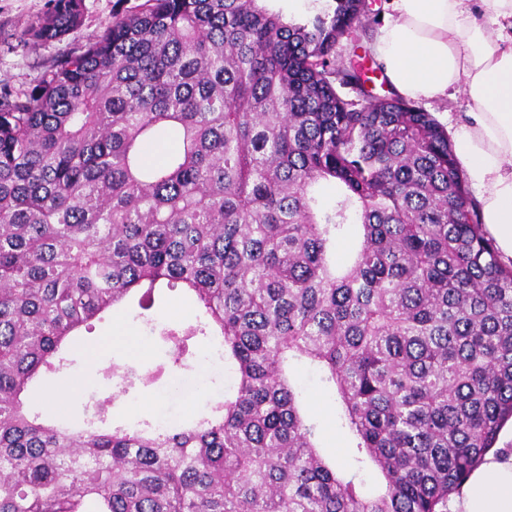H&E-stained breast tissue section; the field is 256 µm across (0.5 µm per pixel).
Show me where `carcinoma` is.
I'll return each instance as SVG.
<instances>
[{
  "label": "carcinoma",
  "mask_w": 512,
  "mask_h": 512,
  "mask_svg": "<svg viewBox=\"0 0 512 512\" xmlns=\"http://www.w3.org/2000/svg\"><path fill=\"white\" fill-rule=\"evenodd\" d=\"M369 12L143 0L0 100V512H448L496 447L512 264L431 113L374 93L356 54L336 66ZM83 15L55 0L24 37L75 36ZM158 288L189 293L196 321H153ZM131 300L177 363L220 337L224 398L165 428L44 410L33 381ZM293 358L323 372L377 494L321 454ZM131 371L106 368L121 393Z\"/></svg>",
  "instance_id": "cac0c4a2"
}]
</instances>
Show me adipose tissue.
<instances>
[{
  "label": "adipose tissue",
  "mask_w": 512,
  "mask_h": 512,
  "mask_svg": "<svg viewBox=\"0 0 512 512\" xmlns=\"http://www.w3.org/2000/svg\"><path fill=\"white\" fill-rule=\"evenodd\" d=\"M374 53L396 93L432 100L461 87L469 110L453 153L503 261L512 260V0H388ZM494 24L496 35L486 26ZM453 512H512V452H489Z\"/></svg>",
  "instance_id": "ef3b65f1"
}]
</instances>
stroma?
<instances>
[{
    "label": "stroma",
    "mask_w": 512,
    "mask_h": 512,
    "mask_svg": "<svg viewBox=\"0 0 512 512\" xmlns=\"http://www.w3.org/2000/svg\"><path fill=\"white\" fill-rule=\"evenodd\" d=\"M140 0H84V18L78 37L33 43L23 42L22 32L38 22L52 8L51 0H0V93L20 92L35 85L38 77L57 59L73 52L79 38L94 34L102 24L111 20L118 9L139 4ZM370 14L354 36L341 40L336 46V61L344 63L349 56L365 57L369 67H376L373 44L387 13L386 0H369ZM123 322L141 344L133 349L113 345L112 334L116 322ZM86 340L92 349L88 358H77L64 374L51 376L49 385L58 389L71 402L72 422H81L87 404L110 400L108 422L111 425H131L159 416L193 417L204 407L207 393L222 386L221 376L194 365L185 369L174 365L170 347L159 336L151 334L133 313L117 310L95 322ZM133 366L138 374L164 367L158 380L137 383L121 397H114V386L103 376L102 370L112 361ZM294 372L306 397L309 410L320 428L321 445L337 468L343 471L353 467L354 450L349 438L336 419L332 399L309 367L298 364Z\"/></svg>",
    "instance_id": "obj_1"
}]
</instances>
